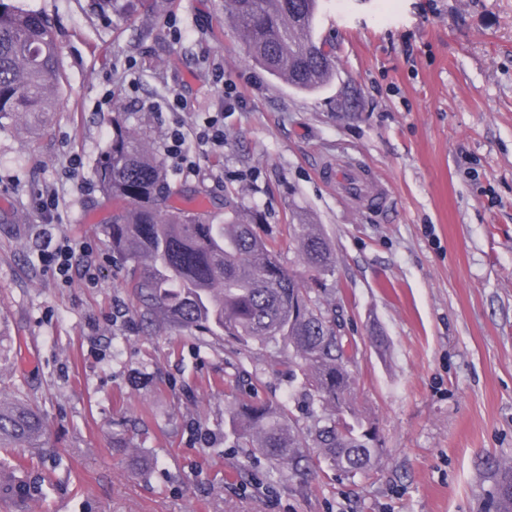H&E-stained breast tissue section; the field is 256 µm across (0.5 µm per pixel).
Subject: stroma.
<instances>
[{"mask_svg":"<svg viewBox=\"0 0 512 512\" xmlns=\"http://www.w3.org/2000/svg\"><path fill=\"white\" fill-rule=\"evenodd\" d=\"M7 2L50 19L66 75L44 122L0 129V390L47 428L11 451L43 480L32 512H485L492 460L512 464V0H322L314 37L334 71L313 93L249 61L224 0L121 16L110 0ZM118 112L159 154L181 127L196 168L167 163L175 206L216 224L240 212L340 312L358 346L351 409L381 448L368 477H268L229 407L256 390L306 422L299 381L257 345L143 316L94 178ZM218 115L223 145L199 146ZM348 158L385 185L383 207L324 177ZM50 189L49 225L31 196ZM298 224L327 239L333 275L307 272ZM46 228L92 247L69 281L41 263Z\"/></svg>","mask_w":512,"mask_h":512,"instance_id":"35a3bbf8","label":"stroma"}]
</instances>
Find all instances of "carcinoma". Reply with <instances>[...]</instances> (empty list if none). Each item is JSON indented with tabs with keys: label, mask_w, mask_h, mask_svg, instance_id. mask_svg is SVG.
Segmentation results:
<instances>
[{
	"label": "carcinoma",
	"mask_w": 512,
	"mask_h": 512,
	"mask_svg": "<svg viewBox=\"0 0 512 512\" xmlns=\"http://www.w3.org/2000/svg\"><path fill=\"white\" fill-rule=\"evenodd\" d=\"M320 0H224L249 58L297 91H314L331 77V53L315 46ZM65 76L55 29L43 16L0 0V120L28 123L53 111ZM94 175L112 214V252L132 262L130 277L147 314L199 336L274 347L272 365L302 376L310 423L283 406L240 398L229 419L243 448L306 478L323 466L365 478L380 457L377 435L345 416L356 346L336 333V309L322 306L281 263L277 249L232 213L214 224L202 211L175 208L178 190L165 164L118 112L112 139ZM308 271L333 272L327 241L301 224L295 232ZM45 423L29 402L0 392V449L40 448ZM489 495L494 512H512V466L495 463ZM17 468L0 457V483L27 492Z\"/></svg>",
	"instance_id": "carcinoma-1"
}]
</instances>
